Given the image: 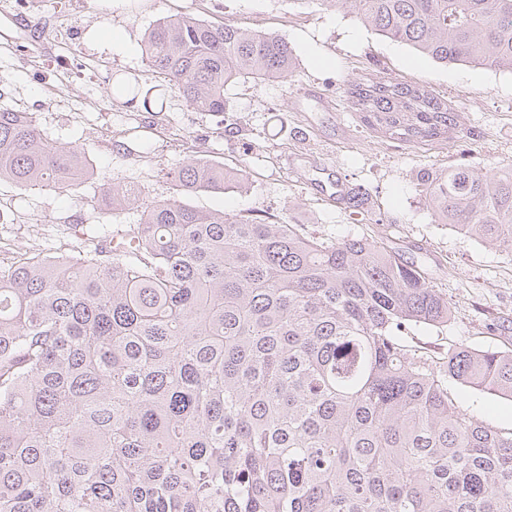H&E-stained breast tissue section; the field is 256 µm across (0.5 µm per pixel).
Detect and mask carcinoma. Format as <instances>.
I'll return each instance as SVG.
<instances>
[{"label": "carcinoma", "mask_w": 512, "mask_h": 512, "mask_svg": "<svg viewBox=\"0 0 512 512\" xmlns=\"http://www.w3.org/2000/svg\"><path fill=\"white\" fill-rule=\"evenodd\" d=\"M347 5L438 63L512 72V0H286ZM148 67L200 112L224 85L286 79L280 35L163 18ZM363 120L408 142L457 113L382 80L350 91ZM87 159L0 105V180L63 194ZM173 195L92 254L0 268V512H512V432L470 415L454 382L512 401V349L432 355L407 326L451 320L448 297L374 239L182 201L245 187L191 158ZM433 216L512 253V166L417 175ZM142 190L102 188L117 211Z\"/></svg>", "instance_id": "carcinoma-1"}]
</instances>
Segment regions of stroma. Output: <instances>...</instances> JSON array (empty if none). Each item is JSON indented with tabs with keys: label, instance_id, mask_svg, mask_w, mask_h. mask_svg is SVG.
I'll list each match as a JSON object with an SVG mask.
<instances>
[{
	"label": "stroma",
	"instance_id": "stroma-1",
	"mask_svg": "<svg viewBox=\"0 0 512 512\" xmlns=\"http://www.w3.org/2000/svg\"><path fill=\"white\" fill-rule=\"evenodd\" d=\"M189 15L288 40V79L242 78L224 88V112H199L151 72L143 54L159 19ZM101 32L91 42V31ZM138 76L140 101L110 98L115 76ZM392 78L447 101L460 115L448 137L408 143L361 122L352 84ZM0 92L31 112L56 145L79 147L91 179L69 192L0 181V248L25 253L104 248L144 204L164 200L167 173L190 157L241 171L247 188L197 192L188 205L267 223L297 224L323 241L366 236L395 249L445 294L454 316L408 329V342L435 351L456 341L512 348V254L464 239L437 223L416 186L423 170L512 164V73L444 65L378 35L348 7L291 8L283 0H0ZM163 96L159 107L143 97ZM361 186L364 198L333 196ZM141 188L140 203L99 225L101 184ZM476 418L512 430V402L449 384Z\"/></svg>",
	"mask_w": 512,
	"mask_h": 512
}]
</instances>
